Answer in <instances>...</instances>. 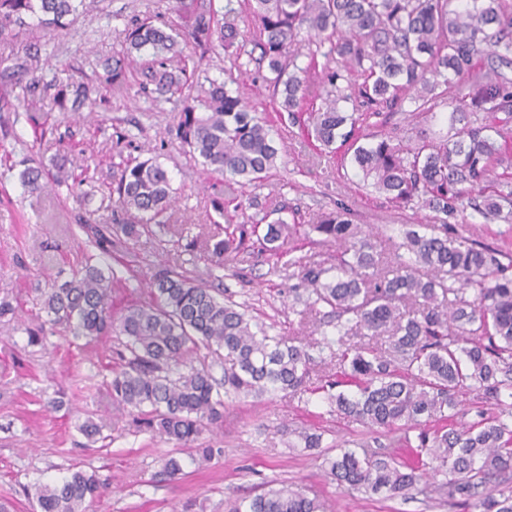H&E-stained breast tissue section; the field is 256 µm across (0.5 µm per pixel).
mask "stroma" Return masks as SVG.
I'll return each mask as SVG.
<instances>
[{
	"instance_id": "1",
	"label": "stroma",
	"mask_w": 512,
	"mask_h": 512,
	"mask_svg": "<svg viewBox=\"0 0 512 512\" xmlns=\"http://www.w3.org/2000/svg\"><path fill=\"white\" fill-rule=\"evenodd\" d=\"M171 6L172 0H100L98 10L71 29L41 37L47 74L91 73L93 62L120 50L128 18L156 15L174 24L178 18ZM229 73L249 107L273 127L281 159L260 184L237 188L225 197V223L250 225L271 212L307 226L321 215L343 210L370 230L372 241L388 256H395L405 230L426 222V211L397 209L365 186L354 169H338L314 141L298 136L281 120L265 65L255 57L216 48L205 76L221 81ZM182 105L178 96L154 102L132 94L95 114L54 111L49 116L54 128L40 140L16 112H0V125L8 128L0 134V298L11 299L15 308L13 316L0 319V500H9L13 512H32L25 493L30 484L58 482L83 469L96 472L106 485L89 512H229L236 499L258 493L272 480L318 495L327 512H453L435 496L388 498L348 490L325 475L317 451L289 447L283 432L287 426L322 431L327 446L391 441V434H373L330 413L319 393L227 401L222 418L200 439L202 446L218 451L211 463L200 468L188 462L183 476L159 480L162 459L174 451V443L139 431L131 414L113 408L104 388L119 362L117 339L89 342L73 338L62 327L44 326L45 316L34 306L29 284L68 274L95 247L90 230L78 222L82 211L66 189L41 197L24 191L19 173L26 158L65 159L74 173L88 172L97 195L105 196L120 164L154 157L168 170L177 200L167 224L122 239L106 256L123 281L112 295L115 311L146 300V285L159 266L179 265L196 283L221 279L255 323L286 336L310 335L288 306V291L298 285L292 269L255 239H248L221 268L205 253L204 245L215 232L211 201L224 180L195 165L169 137ZM448 117V107L439 104L429 114L395 113L386 129L403 144L414 145L446 133ZM456 230L512 257V224L490 223L469 210ZM278 246L304 262L326 267L336 262L335 246L321 242L315 232L285 228ZM38 327L44 330L42 343L29 344L28 330ZM56 394L64 405L55 412L47 401ZM89 416L102 424L104 444L89 443L80 434L78 426Z\"/></svg>"
}]
</instances>
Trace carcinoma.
I'll return each instance as SVG.
<instances>
[{"instance_id":"obj_1","label":"carcinoma","mask_w":512,"mask_h":512,"mask_svg":"<svg viewBox=\"0 0 512 512\" xmlns=\"http://www.w3.org/2000/svg\"><path fill=\"white\" fill-rule=\"evenodd\" d=\"M99 0H0V43L25 34L64 31L98 8ZM259 25L254 47L272 74L280 111L299 134L352 164L367 185L398 208H425L441 233H405L409 260L390 262L361 235L347 212H331L311 230L336 243L337 274L315 263L301 268L303 288L289 294L303 305L301 320L322 315L334 324L323 333L317 359L304 336L257 328L224 289L196 284L179 266L160 267L148 301L114 315V271L86 254L68 280L31 286L33 301L53 325L77 337L124 338L120 367L106 383L118 411L135 412L143 429L208 463L214 449L200 446L207 425L222 416L224 398L262 397L302 390L318 362L336 379L320 386L330 411L351 422L388 432L420 426L417 444L401 439L403 451L342 449L324 457L327 474L341 485L389 497L434 491L448 505L479 512H512V275L500 250L455 234L452 222L472 208L491 223L512 224V182L494 185L496 169L512 160V0H247ZM187 19L184 31H167L149 17L130 19L121 53L100 62L105 84L46 80L39 45L7 64L0 60V96L25 110L35 137L48 130L38 103L54 91L60 112L78 105L91 111L112 105L130 90L128 70L140 68L139 92L158 99L188 91L172 138L193 161L225 176L229 184L259 181L280 159L270 126L249 111L232 77L193 86L180 42L195 49L198 71L217 46L236 47L224 31L212 0H174ZM309 61L299 66L297 60ZM486 69H475V60ZM357 72L360 83L347 81ZM445 87L450 126L446 135L422 144L393 143L387 133L364 126L403 103L429 112ZM114 192L122 218L94 228L98 248L112 238H138L152 224L167 223L174 203L168 171L151 157L121 168ZM33 195L48 188L79 191L90 205L95 191L57 163L45 171L31 159L19 173ZM262 224L225 227L212 254L229 258L247 236L274 255L287 221L263 216ZM205 348L224 358L221 379L198 369L187 355ZM474 389L497 411L458 425L451 410L459 393ZM78 430L101 438L103 426L87 417ZM104 486L93 472L75 470L60 484H34L36 512H87ZM231 512H326L325 504L281 482L243 499Z\"/></svg>"}]
</instances>
